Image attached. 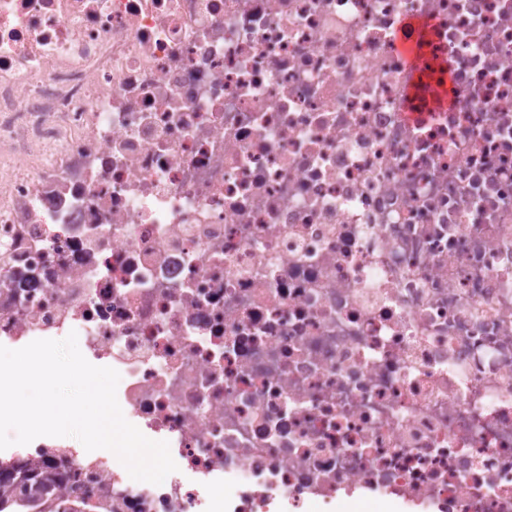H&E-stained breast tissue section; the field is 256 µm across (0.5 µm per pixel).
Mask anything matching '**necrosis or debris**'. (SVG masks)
Listing matches in <instances>:
<instances>
[{
	"label": "necrosis or debris",
	"mask_w": 512,
	"mask_h": 512,
	"mask_svg": "<svg viewBox=\"0 0 512 512\" xmlns=\"http://www.w3.org/2000/svg\"><path fill=\"white\" fill-rule=\"evenodd\" d=\"M72 333L178 469L36 438L53 512H512V0H0V346Z\"/></svg>",
	"instance_id": "obj_1"
}]
</instances>
